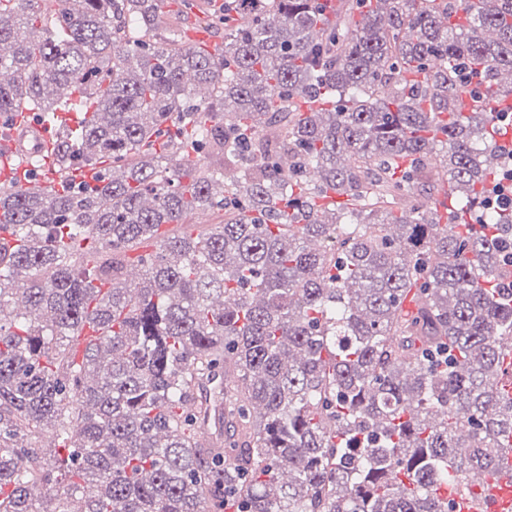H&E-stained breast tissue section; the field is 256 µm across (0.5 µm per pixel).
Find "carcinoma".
<instances>
[{"instance_id":"carcinoma-1","label":"carcinoma","mask_w":512,"mask_h":512,"mask_svg":"<svg viewBox=\"0 0 512 512\" xmlns=\"http://www.w3.org/2000/svg\"><path fill=\"white\" fill-rule=\"evenodd\" d=\"M167 5L0 0V127L41 114L59 179L0 183V512H455L512 477V0H226L213 49ZM509 157L507 167L502 170L500 175V181L496 185V208L501 212H506L509 207L511 208L512 202V142L510 144H504L501 146ZM504 183H508L507 188L504 187Z\"/></svg>"}]
</instances>
